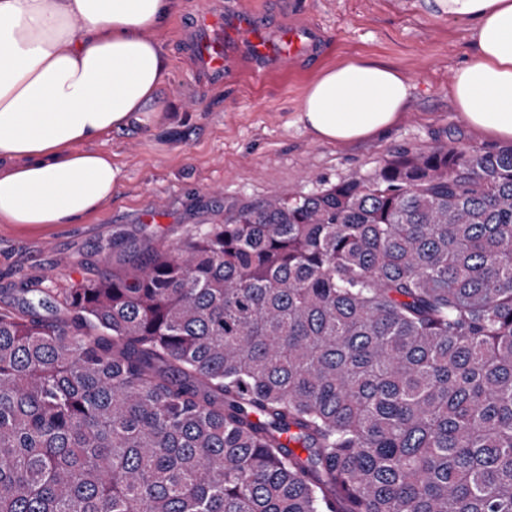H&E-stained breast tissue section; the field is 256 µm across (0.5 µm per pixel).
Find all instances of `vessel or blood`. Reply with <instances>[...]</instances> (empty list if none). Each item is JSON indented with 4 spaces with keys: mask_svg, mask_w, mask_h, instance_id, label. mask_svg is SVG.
<instances>
[{
    "mask_svg": "<svg viewBox=\"0 0 512 512\" xmlns=\"http://www.w3.org/2000/svg\"><path fill=\"white\" fill-rule=\"evenodd\" d=\"M280 6L267 10L226 8L221 12L203 8L192 20L198 37L187 43L188 56L209 75L225 78L241 57L252 62L250 72L263 80L270 67L285 72L298 62L321 55L326 41L323 28L316 23L284 26L278 23Z\"/></svg>",
    "mask_w": 512,
    "mask_h": 512,
    "instance_id": "1",
    "label": "vessel or blood"
}]
</instances>
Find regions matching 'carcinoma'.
<instances>
[{
	"label": "carcinoma",
	"mask_w": 512,
	"mask_h": 512,
	"mask_svg": "<svg viewBox=\"0 0 512 512\" xmlns=\"http://www.w3.org/2000/svg\"><path fill=\"white\" fill-rule=\"evenodd\" d=\"M13 288L0 512H512V146Z\"/></svg>",
	"instance_id": "carcinoma-1"
}]
</instances>
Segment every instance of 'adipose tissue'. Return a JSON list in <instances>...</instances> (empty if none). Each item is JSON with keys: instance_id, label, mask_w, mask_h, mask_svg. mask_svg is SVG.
Masks as SVG:
<instances>
[{"instance_id": "adipose-tissue-1", "label": "adipose tissue", "mask_w": 512, "mask_h": 512, "mask_svg": "<svg viewBox=\"0 0 512 512\" xmlns=\"http://www.w3.org/2000/svg\"><path fill=\"white\" fill-rule=\"evenodd\" d=\"M468 23L473 57L452 72L461 120L512 140V0H434ZM183 0H0V223L76 224L111 199L120 169L92 142L163 111L159 32ZM399 71L349 61L310 84L298 120L316 140L387 133L408 108Z\"/></svg>"}]
</instances>
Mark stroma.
Listing matches in <instances>:
<instances>
[{
    "mask_svg": "<svg viewBox=\"0 0 512 512\" xmlns=\"http://www.w3.org/2000/svg\"><path fill=\"white\" fill-rule=\"evenodd\" d=\"M224 2L184 0L160 35L171 63L160 97L172 120L96 142L121 169L111 200L78 224H0V307H20L9 291L14 280L64 288L96 279L118 257L175 243L195 225L223 223L274 195L309 194L347 174L372 173L405 148L431 149L452 134L466 145L499 148L454 109L452 72L473 46L467 23L449 20L432 0H303V18L326 33V52L261 86L248 61L218 83L184 52L194 37L192 11H217ZM348 60L403 73L413 86L409 107L385 136L345 146L318 141L297 121L304 95L324 69Z\"/></svg>",
    "mask_w": 512,
    "mask_h": 512,
    "instance_id": "1",
    "label": "stroma"
}]
</instances>
